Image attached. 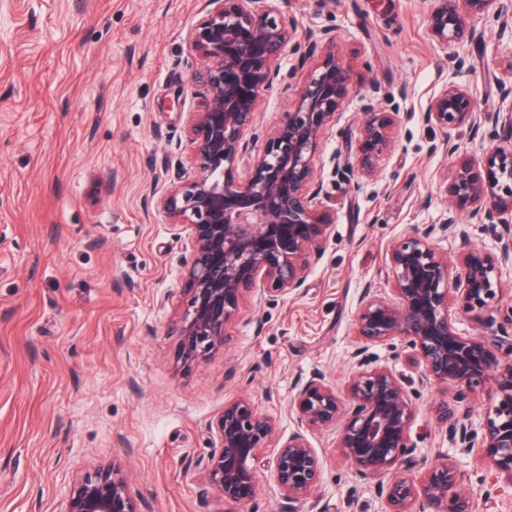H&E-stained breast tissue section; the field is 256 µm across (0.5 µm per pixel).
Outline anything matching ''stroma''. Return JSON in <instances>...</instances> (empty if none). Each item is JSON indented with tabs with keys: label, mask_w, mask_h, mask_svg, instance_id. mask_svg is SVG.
<instances>
[{
	"label": "stroma",
	"mask_w": 512,
	"mask_h": 512,
	"mask_svg": "<svg viewBox=\"0 0 512 512\" xmlns=\"http://www.w3.org/2000/svg\"><path fill=\"white\" fill-rule=\"evenodd\" d=\"M275 5L300 32L335 36L356 88L315 157L328 237L303 288L255 293L223 351L187 366L175 332L184 242L162 210H145L144 194L165 195L191 167L185 123L199 61L186 36L202 0H0V512H63L76 475L115 458L142 512H383L374 480L356 476L330 431L310 437L325 461L316 500L284 498L266 461L256 498L225 504L199 466L209 425L245 395L284 439L297 383L320 371L343 385L359 345L355 303L379 282L387 241L448 215L443 141L476 162L500 146L489 130L446 132L423 113L449 83L486 110H512L500 93L512 35L494 12L475 18L459 68L430 35L436 0ZM302 80L285 55L260 99L264 127L281 121ZM374 84L396 115V142L354 190L333 180L328 160L346 154ZM371 354L412 382L417 456L451 458L473 512H512V488L480 454L453 447L437 419L455 386L419 381L402 350Z\"/></svg>",
	"instance_id": "obj_1"
}]
</instances>
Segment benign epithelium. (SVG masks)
Segmentation results:
<instances>
[{"label":"benign epithelium","instance_id":"1","mask_svg":"<svg viewBox=\"0 0 512 512\" xmlns=\"http://www.w3.org/2000/svg\"><path fill=\"white\" fill-rule=\"evenodd\" d=\"M429 17L434 39L445 45L471 35L474 18L492 0H436ZM201 62L194 80L203 88L197 109L188 115L186 133L195 169L191 180L172 186L157 201L171 224L185 233L190 261L185 264L178 317L179 354L184 364L224 346V332L240 301L261 287L269 293L302 287L311 259L322 252L329 228L321 211L324 181L313 157L336 123L342 103L354 93L349 69L334 50L327 31L298 35V24L266 0H205L204 15L189 33ZM298 55L305 70L299 93L281 122L255 150L264 92L278 77L286 52ZM319 59L312 63L314 54ZM423 120L444 130L468 124L495 132L507 147L488 155L483 166L464 157L445 186L448 217L391 240L384 268L389 293L367 285L357 300L356 336L351 353L356 371L346 385L347 401L321 372L300 384L290 401L298 423L308 431L339 427L336 447L356 474L377 480L385 512H472V496L448 497L457 474L450 458L425 468L421 480L411 468L426 464L414 457L409 429L414 407L405 378L375 365L368 350L398 340L410 350L420 378L457 387L456 403L493 379L498 402L480 430L456 416L448 403L438 420L448 441L470 453L477 450L512 486V363H501L512 306L495 318L502 295L500 268L512 262V111L484 112L465 89L450 84L428 104ZM395 113L373 106L363 113L351 158L335 154L332 173L347 185L376 175L394 143ZM250 158L245 180L235 177L239 162ZM466 213L478 224H498V247L471 246ZM453 230L461 242L450 259L436 240ZM462 313L498 333L464 336ZM213 448L203 464L205 483L227 503L241 504L258 492L256 466L276 433L275 419L248 397L224 404L210 425ZM325 463L297 431L273 449L272 471L290 501L310 499L319 489ZM65 512H140L117 461L99 465L77 479Z\"/></svg>","mask_w":512,"mask_h":512}]
</instances>
